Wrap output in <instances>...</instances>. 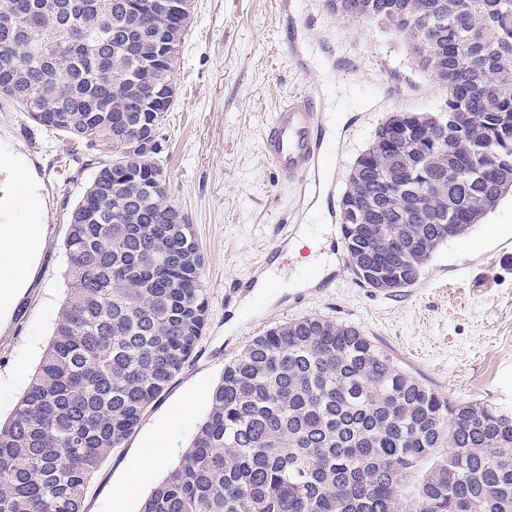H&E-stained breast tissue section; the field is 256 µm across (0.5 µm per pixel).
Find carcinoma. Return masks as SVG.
<instances>
[{
	"label": "carcinoma",
	"instance_id": "cac0c4a2",
	"mask_svg": "<svg viewBox=\"0 0 512 512\" xmlns=\"http://www.w3.org/2000/svg\"><path fill=\"white\" fill-rule=\"evenodd\" d=\"M0 0V106L98 155L70 214L67 292L41 360L0 423V512H83L101 462L135 431L206 327L204 256L157 153L152 0ZM408 46L447 89L430 119L393 114L351 168L341 216L357 277L406 288L433 252L512 192V0H327ZM408 140L375 154L397 123ZM434 460L405 498L407 480ZM140 512H512V410L456 403L324 317L255 337L224 367L210 410Z\"/></svg>",
	"mask_w": 512,
	"mask_h": 512
}]
</instances>
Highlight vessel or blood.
<instances>
[{
  "instance_id": "vessel-or-blood-1",
  "label": "vessel or blood",
  "mask_w": 512,
  "mask_h": 512,
  "mask_svg": "<svg viewBox=\"0 0 512 512\" xmlns=\"http://www.w3.org/2000/svg\"><path fill=\"white\" fill-rule=\"evenodd\" d=\"M261 147L282 183L310 186L312 172L331 150L308 93L291 94L279 105L263 131Z\"/></svg>"
}]
</instances>
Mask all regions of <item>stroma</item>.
Here are the masks:
<instances>
[{
  "mask_svg": "<svg viewBox=\"0 0 512 512\" xmlns=\"http://www.w3.org/2000/svg\"><path fill=\"white\" fill-rule=\"evenodd\" d=\"M177 97L164 122L162 159L172 198L188 216L204 265L205 331L194 357L138 428L105 458L85 512H139L176 464L209 410L224 367L277 324L319 316L350 324L396 365L458 402L512 409V195L481 224L439 247L418 282L385 292L351 279L340 205L350 169L378 126L399 112H436L446 88L414 64L405 43L370 23H348L326 0H194ZM313 96L335 166L320 193L281 183L260 147L263 127L291 93ZM95 155L74 163L55 134L17 108L0 111V224L16 220L36 188L40 246L26 288L0 321V419L23 393L64 298L69 216L93 174ZM310 243H328L331 267L307 278ZM279 249L278 260L268 253ZM275 286L257 291L267 272ZM161 434L163 466L126 489L145 442Z\"/></svg>",
  "mask_w": 512,
  "mask_h": 512,
  "instance_id": "obj_1",
  "label": "stroma"
}]
</instances>
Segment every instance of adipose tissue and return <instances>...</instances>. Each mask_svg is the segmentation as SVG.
Instances as JSON below:
<instances>
[{
    "mask_svg": "<svg viewBox=\"0 0 512 512\" xmlns=\"http://www.w3.org/2000/svg\"><path fill=\"white\" fill-rule=\"evenodd\" d=\"M33 212L22 220L0 225V317L8 315L25 288L29 270L39 247V228Z\"/></svg>",
    "mask_w": 512,
    "mask_h": 512,
    "instance_id": "1",
    "label": "adipose tissue"
}]
</instances>
